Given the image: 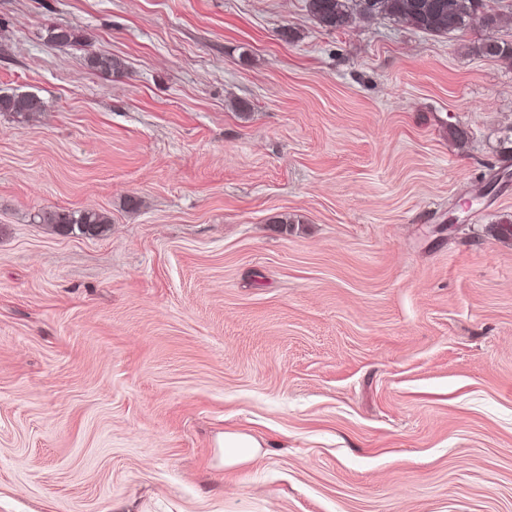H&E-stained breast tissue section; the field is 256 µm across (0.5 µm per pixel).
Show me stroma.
<instances>
[{"label": "stroma", "instance_id": "stroma-1", "mask_svg": "<svg viewBox=\"0 0 512 512\" xmlns=\"http://www.w3.org/2000/svg\"><path fill=\"white\" fill-rule=\"evenodd\" d=\"M496 8L0 0V94L45 105L0 114V512H512V59L467 51L512 42ZM311 16L323 28L339 31L357 21L388 17L424 33H463L478 15L483 27L499 28L502 14L484 0H307ZM488 9H485V8ZM43 111V102L34 95L0 94V113L12 115L17 122L26 121L32 113ZM40 224H51L58 232L69 234L77 229L85 236H98L105 232L110 217L97 210L67 211L44 210L37 215ZM224 447L225 468L249 463L261 450V443L252 435L242 431H227L221 442Z\"/></svg>", "mask_w": 512, "mask_h": 512}]
</instances>
